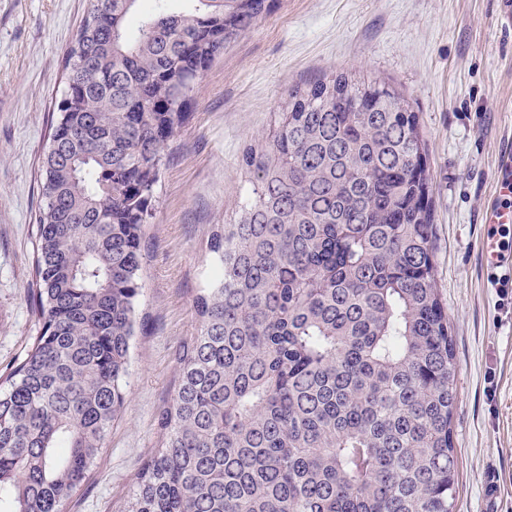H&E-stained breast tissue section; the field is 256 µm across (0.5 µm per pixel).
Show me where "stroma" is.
Returning <instances> with one entry per match:
<instances>
[{"label": "stroma", "instance_id": "1", "mask_svg": "<svg viewBox=\"0 0 512 512\" xmlns=\"http://www.w3.org/2000/svg\"><path fill=\"white\" fill-rule=\"evenodd\" d=\"M88 0H0V374L42 325L30 306L42 205L38 168ZM512 0H270L198 80L190 117L165 147L144 227L126 403L71 512H119L160 443L177 354L214 277L207 236L234 219L250 185L244 147L267 132L288 87L326 73L391 81L427 140L436 286L448 305L458 405L456 512H512V301L482 249L500 154L512 139ZM498 487L488 497L487 487Z\"/></svg>", "mask_w": 512, "mask_h": 512}]
</instances>
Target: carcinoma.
Masks as SVG:
<instances>
[{"instance_id": "1", "label": "carcinoma", "mask_w": 512, "mask_h": 512, "mask_svg": "<svg viewBox=\"0 0 512 512\" xmlns=\"http://www.w3.org/2000/svg\"><path fill=\"white\" fill-rule=\"evenodd\" d=\"M89 0L42 161L26 358L0 380V512H68L125 403L143 226L194 82L269 0ZM123 512H455L458 402L428 148L394 84L288 89Z\"/></svg>"}]
</instances>
